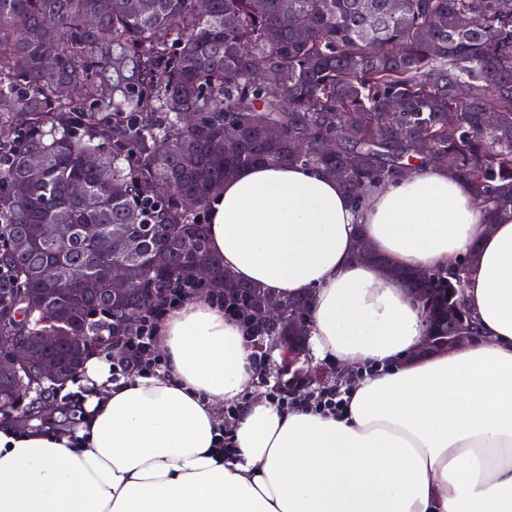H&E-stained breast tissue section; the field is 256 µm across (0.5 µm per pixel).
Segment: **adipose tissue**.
I'll return each mask as SVG.
<instances>
[{
    "instance_id": "obj_1",
    "label": "adipose tissue",
    "mask_w": 512,
    "mask_h": 512,
    "mask_svg": "<svg viewBox=\"0 0 512 512\" xmlns=\"http://www.w3.org/2000/svg\"><path fill=\"white\" fill-rule=\"evenodd\" d=\"M486 222L443 168L361 208L317 169H239L209 199V250L272 296L310 297L314 355L360 374L345 413L254 396L246 327L198 295L158 329L163 371L116 381L108 357L86 359L76 430L0 412V512H512V223ZM360 237L389 266L355 260ZM467 257L481 338L421 353L426 318L390 269ZM232 400L228 462L216 433Z\"/></svg>"
}]
</instances>
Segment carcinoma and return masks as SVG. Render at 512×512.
I'll return each instance as SVG.
<instances>
[{
	"label": "carcinoma",
	"mask_w": 512,
	"mask_h": 512,
	"mask_svg": "<svg viewBox=\"0 0 512 512\" xmlns=\"http://www.w3.org/2000/svg\"><path fill=\"white\" fill-rule=\"evenodd\" d=\"M287 13L306 24L283 25ZM263 70L279 93L257 82ZM0 99V265L14 277L0 287V336H64L51 316L65 309L84 323L102 300L79 304V280L54 276H105L95 241L116 224L144 244L118 319L189 276L177 266L197 251L253 321L269 295L209 253L203 212L213 186L255 163L320 169L358 206L420 166L447 167L489 223L512 222V0H211L206 12L197 0H0ZM41 224L63 228L37 252L6 247ZM474 259L423 282L392 269L426 289L433 335H448Z\"/></svg>",
	"instance_id": "obj_1"
}]
</instances>
